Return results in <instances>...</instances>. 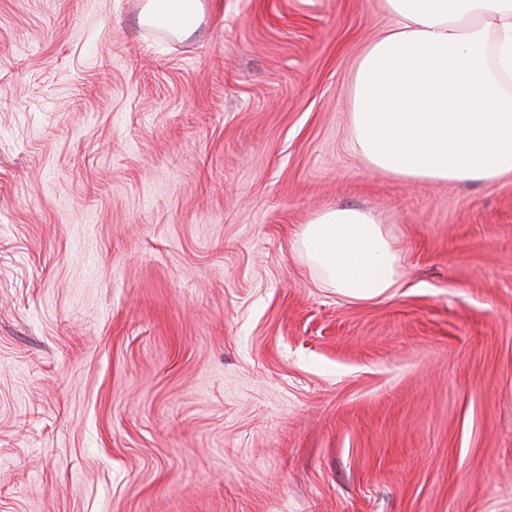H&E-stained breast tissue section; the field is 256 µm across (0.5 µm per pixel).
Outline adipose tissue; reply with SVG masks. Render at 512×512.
Listing matches in <instances>:
<instances>
[{"label":"adipose tissue","mask_w":512,"mask_h":512,"mask_svg":"<svg viewBox=\"0 0 512 512\" xmlns=\"http://www.w3.org/2000/svg\"><path fill=\"white\" fill-rule=\"evenodd\" d=\"M395 24L360 56L351 142L375 170L410 181L512 175V0H384ZM201 0H145L143 15L193 29ZM300 257L323 287L357 300L397 285L380 219L339 207L302 226Z\"/></svg>","instance_id":"adipose-tissue-1"}]
</instances>
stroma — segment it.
Returning a JSON list of instances; mask_svg holds the SVG:
<instances>
[{"label":"stroma","mask_w":512,"mask_h":512,"mask_svg":"<svg viewBox=\"0 0 512 512\" xmlns=\"http://www.w3.org/2000/svg\"><path fill=\"white\" fill-rule=\"evenodd\" d=\"M0 0V512H512V176L352 148L383 0ZM381 219L396 288L297 252ZM200 0H145L141 21L145 16L180 22L183 30H192L201 15ZM297 250L323 287L352 299L380 297L398 283L400 257L370 212L339 207L317 215L302 226Z\"/></svg>","instance_id":"35a3bbf8"}]
</instances>
